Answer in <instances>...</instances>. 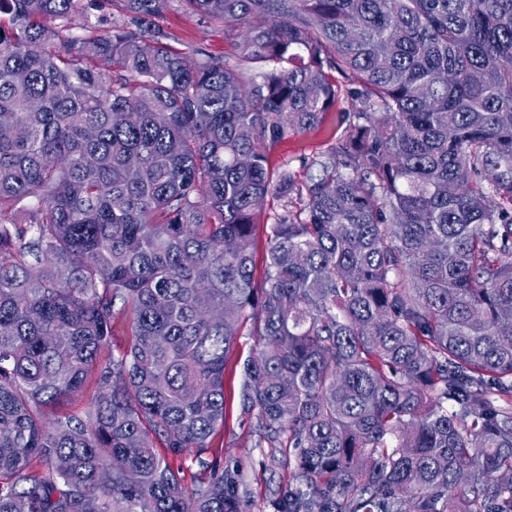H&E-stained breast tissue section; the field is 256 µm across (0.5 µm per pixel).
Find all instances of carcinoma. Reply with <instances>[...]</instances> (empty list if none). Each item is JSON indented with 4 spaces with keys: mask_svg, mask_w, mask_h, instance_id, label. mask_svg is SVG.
Instances as JSON below:
<instances>
[{
    "mask_svg": "<svg viewBox=\"0 0 512 512\" xmlns=\"http://www.w3.org/2000/svg\"><path fill=\"white\" fill-rule=\"evenodd\" d=\"M182 2L224 59L0 0V512H241L212 445L244 334L273 512H512V0ZM341 83L348 127L271 168Z\"/></svg>",
    "mask_w": 512,
    "mask_h": 512,
    "instance_id": "obj_1",
    "label": "carcinoma"
}]
</instances>
